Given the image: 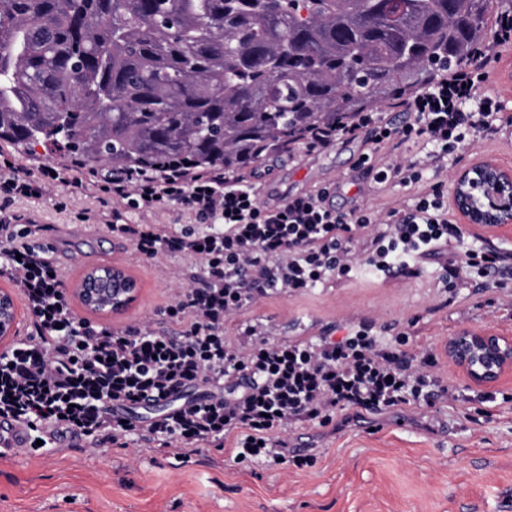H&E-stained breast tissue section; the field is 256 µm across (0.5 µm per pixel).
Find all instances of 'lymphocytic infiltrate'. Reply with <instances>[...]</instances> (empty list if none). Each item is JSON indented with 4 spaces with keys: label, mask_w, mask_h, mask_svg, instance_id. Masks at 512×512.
<instances>
[{
    "label": "lymphocytic infiltrate",
    "mask_w": 512,
    "mask_h": 512,
    "mask_svg": "<svg viewBox=\"0 0 512 512\" xmlns=\"http://www.w3.org/2000/svg\"><path fill=\"white\" fill-rule=\"evenodd\" d=\"M507 46H512V7L496 13L489 41L476 44L468 58L403 100L404 110L415 115L412 122L396 125L359 112L298 136V143L314 151L370 128L374 149L361 155L359 168L373 172L375 183L416 189L411 203L383 215L364 207L347 212L328 208L332 189L326 185L268 205L260 202L253 177L226 173L220 165L92 172L96 192L112 199V230L133 242L141 255L201 258L202 274L223 306L210 310L194 285L178 292L172 317L185 325L184 345L218 339L210 357L189 365L169 337L149 328L115 330L76 318L61 269L27 241L38 224L15 230L18 216L0 211V239L6 243L0 269L22 289L35 334L0 355V416L31 428L44 421L59 423L117 443L132 425L110 414L88 390V372L111 376L124 406L159 397L157 372L164 369L170 373L168 390L220 379L224 393L200 397L155 421L151 431L162 447L182 457L200 442L233 434L235 462L278 461L300 469L312 466V456L289 454L287 446L277 445L275 431L299 421L326 426L345 411L414 410L454 401L434 371V357L419 361L408 353V333L387 341L362 320L351 323L337 340L260 338L244 348L225 337L224 322L256 297L272 291L295 294L333 278L347 280L363 264L377 276L394 269L413 275L421 260L441 257L445 288L512 286V251L467 237L449 216L446 184L427 183L422 176L424 167L446 166L466 141L512 127V116L486 87L490 48ZM409 142L421 149L422 158L379 163L376 148ZM80 169L76 161L0 169V195L11 202L46 197L53 184L78 187ZM171 206L195 223L212 225V232L169 235L146 223V216ZM132 212L142 215V222L130 223ZM453 244L462 247V254L450 253Z\"/></svg>",
    "instance_id": "lymphocytic-infiltrate-1"
}]
</instances>
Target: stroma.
<instances>
[{
    "label": "stroma",
    "mask_w": 512,
    "mask_h": 512,
    "mask_svg": "<svg viewBox=\"0 0 512 512\" xmlns=\"http://www.w3.org/2000/svg\"><path fill=\"white\" fill-rule=\"evenodd\" d=\"M365 135L307 151H270L258 166L264 172L260 200L275 204L322 185H335L328 203L339 212L360 206L378 213L408 203L411 188L379 185L355 168L366 152ZM457 164L426 167L428 181L453 183L482 158L512 168V136L480 138L458 152ZM10 213L40 224L38 243L66 276L78 281L96 265L123 266L139 286L131 308L116 316L86 311L79 319L124 330L143 324L165 336L181 332L166 314L183 286L201 266L198 257L140 255L132 242L112 233L111 205L88 188L56 185L40 200L18 199ZM97 223L81 222L83 212ZM418 275L379 279L362 269L349 280L288 295L272 293L228 318L224 331L254 326L275 341L345 334L356 320H372L377 332H406L417 352L434 355L442 385L458 399L422 410L349 414L337 424L299 422L279 433L294 451L314 455L312 466L285 469L273 464L233 461L234 437L201 443L181 459L158 450L147 431L156 413L142 406L119 408L135 430L124 447L101 440L97 452L61 441L54 426L39 427V445L25 456L0 453V512H512V381L484 389L471 386L442 351L460 327L512 336V287L478 294L470 288L445 293L436 260L420 264Z\"/></svg>",
    "instance_id": "obj_1"
}]
</instances>
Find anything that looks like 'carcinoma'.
<instances>
[{"mask_svg": "<svg viewBox=\"0 0 512 512\" xmlns=\"http://www.w3.org/2000/svg\"><path fill=\"white\" fill-rule=\"evenodd\" d=\"M0 0V141L113 170L227 172L407 97L482 39L485 0Z\"/></svg>", "mask_w": 512, "mask_h": 512, "instance_id": "cac0c4a2", "label": "carcinoma"}]
</instances>
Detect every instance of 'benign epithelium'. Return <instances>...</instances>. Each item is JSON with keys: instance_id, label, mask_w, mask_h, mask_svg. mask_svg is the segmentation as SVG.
I'll list each match as a JSON object with an SVG mask.
<instances>
[{"instance_id": "7a95c632", "label": "benign epithelium", "mask_w": 512, "mask_h": 512, "mask_svg": "<svg viewBox=\"0 0 512 512\" xmlns=\"http://www.w3.org/2000/svg\"><path fill=\"white\" fill-rule=\"evenodd\" d=\"M453 203L464 223L497 236H512V170L482 159L459 173ZM132 277L118 267L86 274L72 294L88 311L119 313L133 300ZM17 320L15 295L0 290V340L11 335ZM443 352L472 385L491 386L512 376V336L469 326L448 337Z\"/></svg>"}]
</instances>
